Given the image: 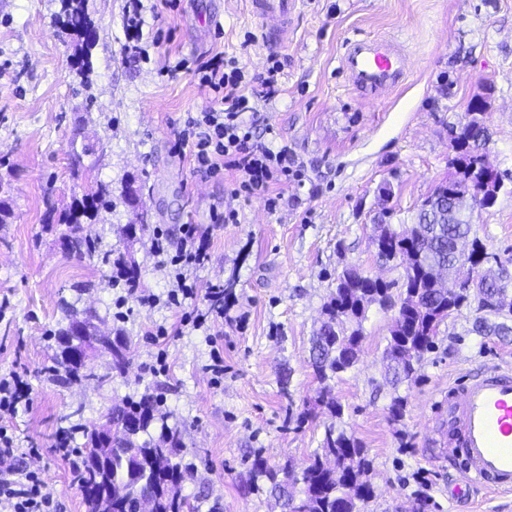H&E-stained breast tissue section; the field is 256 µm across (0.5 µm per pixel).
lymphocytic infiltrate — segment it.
<instances>
[{
	"instance_id": "1",
	"label": "lymphocytic infiltrate",
	"mask_w": 512,
	"mask_h": 512,
	"mask_svg": "<svg viewBox=\"0 0 512 512\" xmlns=\"http://www.w3.org/2000/svg\"><path fill=\"white\" fill-rule=\"evenodd\" d=\"M195 75L202 88L212 94L214 105L199 116L187 117L174 135V148L189 152L197 171L208 175L228 173L239 179L250 194L267 195L275 185L287 182L288 151L273 150L259 142L251 109L242 83L243 74L235 58L215 55L200 60ZM182 244L170 252L163 233H155L151 247L162 263L174 266L176 286L168 294L170 304L195 296L186 274L203 262L207 234L196 225H185ZM0 512H58L53 497L43 490V482L33 472L11 471L0 476Z\"/></svg>"
}]
</instances>
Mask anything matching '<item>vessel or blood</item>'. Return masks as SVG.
<instances>
[{
  "label": "vessel or blood",
  "mask_w": 512,
  "mask_h": 512,
  "mask_svg": "<svg viewBox=\"0 0 512 512\" xmlns=\"http://www.w3.org/2000/svg\"><path fill=\"white\" fill-rule=\"evenodd\" d=\"M297 0H248L249 13L287 25ZM339 68L359 93L381 98L400 87L407 55L393 37L349 39ZM440 442L462 458V480L450 496L468 497L480 486L512 492V370L493 366L449 387L436 416Z\"/></svg>",
  "instance_id": "vessel-or-blood-1"
}]
</instances>
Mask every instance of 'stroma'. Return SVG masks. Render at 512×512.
<instances>
[{
	"instance_id": "obj_1",
	"label": "stroma",
	"mask_w": 512,
	"mask_h": 512,
	"mask_svg": "<svg viewBox=\"0 0 512 512\" xmlns=\"http://www.w3.org/2000/svg\"><path fill=\"white\" fill-rule=\"evenodd\" d=\"M85 0L95 24L92 73L82 82L72 65L74 40L63 27L61 0H0V374L19 373L28 390L9 418L15 469L41 473L61 512H86L73 466L61 446L85 448L83 428L104 422L113 405L145 392L160 397L168 425L182 432L195 477L182 494L196 512H279L272 497L247 490L252 461L303 470L328 424L353 435L371 461V498L360 512H512V493L477 488L448 497L459 480L451 458L438 455L437 402L449 385L491 364L512 366V343L472 334L474 309L461 308L439 327L414 380L392 388L383 351L396 310L372 305L359 359L333 381L340 419L314 408L318 383L310 339L334 278L354 267L402 285L401 265L379 262L372 244L382 206L410 219L448 174L449 124L463 120L483 82L488 163L512 174V0H299L286 41H263L245 0ZM401 38L408 77L384 99L357 95L338 72L345 39ZM236 57L246 77L282 64L279 94L252 98L265 140L287 148L300 177L281 185L282 200L236 195L231 175L209 177L172 153L173 131L208 111L209 95L178 60ZM452 80L449 94L441 85ZM81 169H74V162ZM108 185L112 206L75 226L74 236L135 264L139 286L158 304L129 298L115 316L113 267L71 252L59 216L90 185ZM140 202L131 207L129 188ZM236 209L234 224L211 221L213 207ZM146 219L129 237L125 227ZM473 220L489 251L512 260V192ZM208 228L206 258L189 276L198 286L232 284L234 306L209 331L183 329L163 343L169 370L150 373L155 353L145 334L179 324L165 302L174 280L151 249L163 232L171 249L182 227ZM93 314L107 334L129 336L131 363L107 384L65 382L54 371L55 335L68 308ZM224 349V378L213 384L207 334ZM405 399L392 421V395ZM309 413L304 424L299 414ZM82 429L61 438L68 416Z\"/></svg>"
}]
</instances>
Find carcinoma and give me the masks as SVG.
Masks as SVG:
<instances>
[{"label":"carcinoma","mask_w":512,"mask_h":512,"mask_svg":"<svg viewBox=\"0 0 512 512\" xmlns=\"http://www.w3.org/2000/svg\"><path fill=\"white\" fill-rule=\"evenodd\" d=\"M61 2L66 30L76 37L74 66L83 75L90 70L88 57L95 42V26L84 0ZM487 106V96L479 94L470 101L465 121L448 125L452 172L420 203L411 221L391 223L393 210L384 207L375 224L376 255L387 262L399 254L408 259L404 291L399 297L401 318L393 321L384 351L395 384L413 378L416 364L433 347L441 323L463 306H472L478 313L472 333L512 341L511 270L504 266L500 279L480 281L454 295L445 292L441 279L435 276L439 268L455 267L456 245L462 238H471L474 264L497 261L473 230L472 222L473 204L478 198H483L482 207L490 208L505 188L500 174L485 160ZM88 194L90 207L81 212L71 207L61 214L60 223L68 227L79 224L108 205V187L98 184ZM70 244L82 257L93 260L98 256L93 240H72ZM113 264L121 268L126 287L138 286L139 273L134 265L122 257L115 258ZM390 289L384 281L378 283L355 268H345L336 275L334 289L323 305V318L311 338L310 363L322 384L318 404L334 419L342 415V405L327 381L354 366L369 307L386 302ZM102 344L112 348V371L124 374L130 362L125 335L117 334L111 342L104 338ZM56 363L71 382L105 381V377L71 361L61 345ZM160 406L161 401L147 393L113 406L109 418L117 432L109 450L98 431L86 434L89 448L82 456L77 481L87 512H140L141 499L152 503V512H194L182 496L183 483L191 471L183 463L181 432L167 425L159 414ZM158 422L160 434L155 437L151 429ZM98 451L106 458L101 467L93 462ZM369 471L370 461L361 442L332 423L325 428L319 448L301 474H295L288 464L273 468L258 454L252 464V481L257 489L282 499L283 512H359V503L372 495ZM100 478L112 484V499L104 500L91 492Z\"/></svg>","instance_id":"carcinoma-1"}]
</instances>
